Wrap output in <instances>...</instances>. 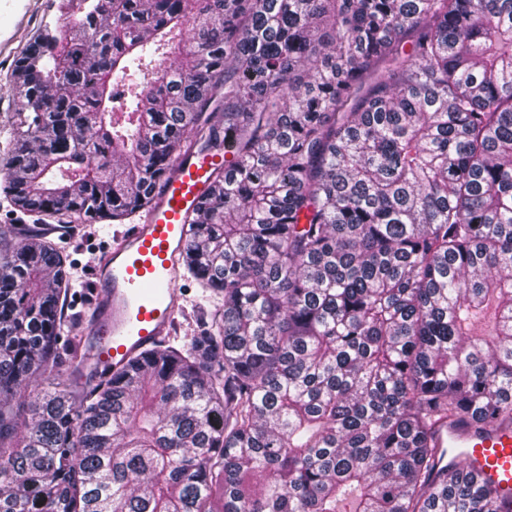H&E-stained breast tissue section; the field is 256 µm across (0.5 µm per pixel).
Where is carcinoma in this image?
<instances>
[{
	"label": "carcinoma",
	"instance_id": "1",
	"mask_svg": "<svg viewBox=\"0 0 512 512\" xmlns=\"http://www.w3.org/2000/svg\"><path fill=\"white\" fill-rule=\"evenodd\" d=\"M63 3L4 190L116 222L224 157L214 310L98 375L64 251L0 238V512H500L437 428L512 421V0Z\"/></svg>",
	"mask_w": 512,
	"mask_h": 512
}]
</instances>
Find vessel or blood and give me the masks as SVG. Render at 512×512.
I'll list each match as a JSON object with an SVG mask.
<instances>
[{"instance_id": "vessel-or-blood-1", "label": "vessel or blood", "mask_w": 512, "mask_h": 512, "mask_svg": "<svg viewBox=\"0 0 512 512\" xmlns=\"http://www.w3.org/2000/svg\"><path fill=\"white\" fill-rule=\"evenodd\" d=\"M217 162L205 152L181 157L156 188L150 209L103 245L94 267V333L99 341L87 354L97 372L120 368L172 334L180 309L186 218L202 200ZM438 437L461 449V459L473 473L498 487L503 512H512V424L478 430L452 422Z\"/></svg>"}]
</instances>
